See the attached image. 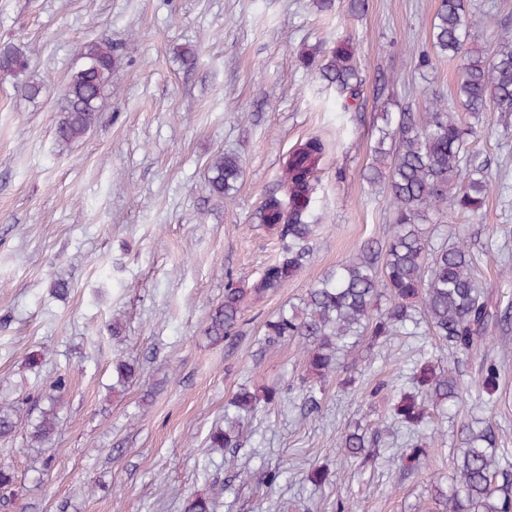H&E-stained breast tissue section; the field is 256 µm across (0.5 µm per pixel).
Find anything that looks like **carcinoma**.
<instances>
[{
	"instance_id": "cac0c4a2",
	"label": "carcinoma",
	"mask_w": 512,
	"mask_h": 512,
	"mask_svg": "<svg viewBox=\"0 0 512 512\" xmlns=\"http://www.w3.org/2000/svg\"><path fill=\"white\" fill-rule=\"evenodd\" d=\"M474 18L467 0H440L431 25L436 52L461 60L457 109L436 97L422 115L387 108L381 113L373 163L364 179L388 192L393 222L386 245L365 241L355 257L315 281L299 303L281 308L263 325L262 348L272 349L288 339L301 344L306 358L302 406L312 412L318 409L327 382L337 374L341 357L363 339L372 346L381 345L424 321L449 352L467 358L488 348L495 330L512 324V310L500 309L478 279L475 255L466 241L450 239L443 230L432 248L424 228L450 203L477 214L485 195L499 186L493 175H480L483 168L475 164L469 150L468 137L474 129L464 116L476 118L490 107L512 112V42L502 43L492 55L474 48L469 41ZM118 60L107 39L82 47L80 63L70 71L58 107L55 135L59 143L69 144L98 124ZM303 60L316 67L319 79L336 88L344 109L362 108L364 83L353 41H338L324 61L315 52L303 55ZM27 68L19 45L0 46V74L17 77ZM325 155L326 146L317 136L296 142L285 155L279 189L264 197L255 213L256 223L274 231L282 242L280 254L248 285L225 274L224 300L212 309L204 329L211 342L233 348L242 335L243 314L250 302L284 287L312 262L315 202ZM240 175L239 157L220 151L208 165L210 190L222 196L236 187ZM481 372V399L494 406L499 390L497 361L485 360ZM112 376L116 395L137 383L147 384L145 399L157 389V384L146 382L142 367L127 360L113 362ZM66 387L63 375L50 381L48 407L35 418L19 402L0 397V439L22 429L31 445L42 448L50 443ZM462 392L461 380L452 369L439 358L428 360L412 368L408 382L390 388V418L412 435L432 439L441 430L428 428L429 412L448 417ZM281 401L282 393L275 388H239L224 407V423L208 434L206 447L231 451L242 447L249 420L259 409ZM497 440L488 424L462 426L463 449L454 458L450 487L439 486L435 493L439 512H512V466L500 461ZM341 445L363 464L368 462L365 449L373 447L360 426L344 431ZM215 508L216 500L194 497L183 512H214Z\"/></svg>"
}]
</instances>
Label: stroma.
<instances>
[{"mask_svg": "<svg viewBox=\"0 0 512 512\" xmlns=\"http://www.w3.org/2000/svg\"><path fill=\"white\" fill-rule=\"evenodd\" d=\"M472 43L486 52L512 40V0H474ZM437 0H368L359 17L345 9L321 14L311 0H0V43L15 42L27 58L25 77L37 99L21 95L0 74V395L21 406H44L46 384L67 377L55 454L25 435L0 443V460L18 475V495L0 490V512H183L185 500L228 481L218 512H434L431 483L451 472L462 425L470 418L481 354L462 360L468 393L444 437L427 449L428 465L400 470L411 443L395 425L371 449L367 464L340 446L341 433L380 427L389 414L378 383L404 380L415 361L441 344L427 327L372 347L362 342L342 376L358 390L329 384L320 411L303 416L295 390L304 373L296 341L259 353L264 322L297 302L311 283L355 255L369 239L385 240L391 211L381 190L361 178L371 164L376 114L366 95L359 113H345L333 89L299 62L301 52L331 51L351 38L365 85L378 72L394 78V107L425 112L432 97H452L458 59L429 50ZM110 39L121 58L99 124L69 145L54 135L57 106L83 44ZM192 47L182 65L177 52ZM328 146L317 199L315 258L280 290L251 304L234 351L203 334L224 298V275L250 282L276 258V234L253 219L275 188L289 148L308 136ZM471 151L504 190L491 193L478 216L448 208L441 222L471 241L478 276L502 303L512 282L499 275L500 246L512 244V113L484 112ZM243 161L229 196H213L207 168L219 151ZM70 292L60 298L57 281ZM120 318L113 338L108 323ZM44 352L39 370L30 353ZM502 400L484 417L512 462V329L495 331ZM143 364L164 380L153 401L141 385L113 395L112 360ZM286 390L262 408L249 437L230 455L206 447L238 386ZM50 459L46 475L38 470ZM323 471L321 485L310 480ZM284 470L275 489L259 484Z\"/></svg>", "mask_w": 512, "mask_h": 512, "instance_id": "obj_1", "label": "stroma"}]
</instances>
